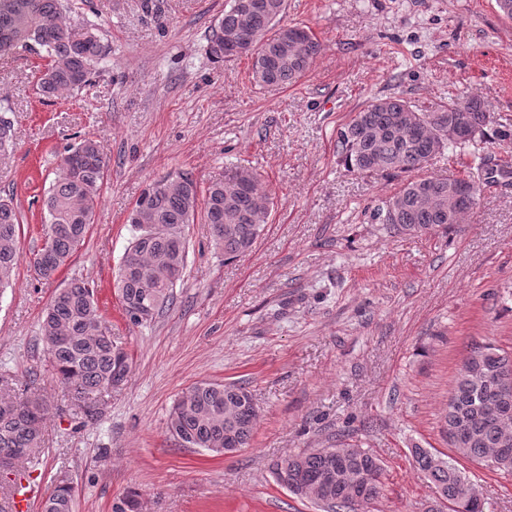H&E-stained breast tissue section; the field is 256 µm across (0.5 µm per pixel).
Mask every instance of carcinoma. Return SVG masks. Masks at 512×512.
<instances>
[{"label":"carcinoma","instance_id":"obj_1","mask_svg":"<svg viewBox=\"0 0 512 512\" xmlns=\"http://www.w3.org/2000/svg\"><path fill=\"white\" fill-rule=\"evenodd\" d=\"M244 8L231 6L218 26L224 34L240 32L257 46L252 55L255 83L266 87L292 85L304 77L321 52V44L307 32L299 46L285 42L288 26L280 24L286 0H246ZM71 0H0V54L35 50L47 60L37 85L44 99L79 91L90 84L96 64L107 47L92 21L72 24L66 13ZM412 113L416 124L405 126L401 114ZM464 113L471 132L484 140L492 117L476 99L454 102L434 112H418L396 96L377 98L357 112L339 131L337 153L344 165L357 172L412 173L423 170L428 158L448 147V121ZM107 161L95 140L84 137L58 155L56 176L46 198L47 216L42 245L34 258L39 276L49 281L84 244L94 223ZM183 186L166 187L162 179L148 183L129 212L132 237L125 248L115 286L126 317L135 326L151 322L174 301V270L183 271L187 259L185 228L194 223L198 186L185 172L170 174ZM463 203L452 220L442 217L448 203V179L423 176L404 183L395 194L373 210L378 220L391 211L387 228L400 233L451 231L461 223L481 197ZM270 194L261 188L259 175L237 166L208 186L203 217L210 225L215 248L226 261L250 252L270 213ZM20 221L12 197L0 196V290L9 287L20 259ZM41 340L57 378L69 389L75 406L92 413L91 397L107 392L106 385L124 383L130 369L129 355L114 345L105 326L94 288L73 279L56 289L40 325ZM457 371L444 420L448 431L464 429L468 440L450 442L457 455L484 462L500 459L499 470L512 472V447H499L501 424L489 419L482 399L489 398L495 383L486 381L504 366L512 367V354L491 344L473 347ZM247 388L236 383L199 382L180 395L168 421L170 434L187 448L251 446L258 417L257 407L237 411L234 404ZM46 406L37 398L0 394V454L25 449L22 460L34 457L43 444ZM417 470L448 501L451 512H483L478 502L465 496L469 482L449 460L426 448L413 449ZM274 478L281 471L297 476L288 491L309 499L324 512H357L384 490L385 469L372 453L355 448H318L275 461ZM327 473L340 476L328 486L306 493ZM75 489L61 480L43 501L42 512H73Z\"/></svg>","mask_w":512,"mask_h":512}]
</instances>
